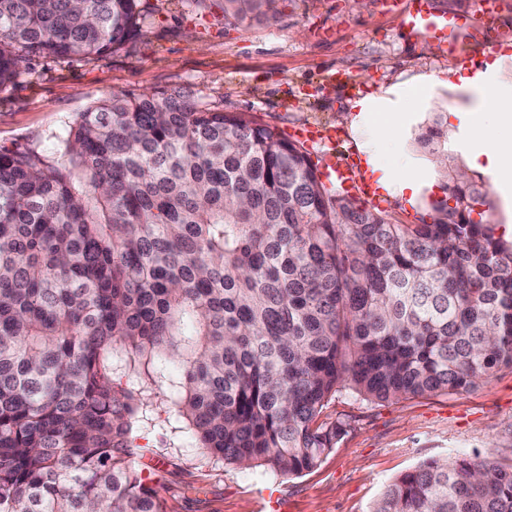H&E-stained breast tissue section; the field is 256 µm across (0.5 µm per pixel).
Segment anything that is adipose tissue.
Returning a JSON list of instances; mask_svg holds the SVG:
<instances>
[{
	"mask_svg": "<svg viewBox=\"0 0 512 512\" xmlns=\"http://www.w3.org/2000/svg\"><path fill=\"white\" fill-rule=\"evenodd\" d=\"M484 77V72L479 71L469 77L466 82L467 87L479 97L478 104L466 117L473 139L483 144L482 149L474 154L473 163L477 167L490 170L495 184L508 183L512 185V139L494 140L489 138L482 121L484 104L489 99Z\"/></svg>",
	"mask_w": 512,
	"mask_h": 512,
	"instance_id": "obj_1",
	"label": "adipose tissue"
}]
</instances>
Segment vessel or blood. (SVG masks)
<instances>
[{
  "label": "vessel or blood",
  "instance_id": "1",
  "mask_svg": "<svg viewBox=\"0 0 512 512\" xmlns=\"http://www.w3.org/2000/svg\"><path fill=\"white\" fill-rule=\"evenodd\" d=\"M386 5L412 33L429 36L443 43L457 32L470 41L487 43L489 29L496 20L495 0H482L481 11L476 16L436 14L433 0H386Z\"/></svg>",
  "mask_w": 512,
  "mask_h": 512
}]
</instances>
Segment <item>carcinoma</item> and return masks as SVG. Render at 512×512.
<instances>
[{
    "label": "carcinoma",
    "mask_w": 512,
    "mask_h": 512,
    "mask_svg": "<svg viewBox=\"0 0 512 512\" xmlns=\"http://www.w3.org/2000/svg\"><path fill=\"white\" fill-rule=\"evenodd\" d=\"M141 0H0V87L26 57L113 50ZM278 0H224V20ZM53 151L0 146V512H166L135 440L276 476L316 468L343 392L390 401L512 368V241L446 179L433 221L329 189L310 153L239 112L114 92ZM369 512H512V461L431 459Z\"/></svg>",
    "instance_id": "cac0c4a2"
}]
</instances>
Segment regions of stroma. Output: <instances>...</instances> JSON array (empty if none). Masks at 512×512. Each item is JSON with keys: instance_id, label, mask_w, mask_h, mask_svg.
<instances>
[{"instance_id": "stroma-1", "label": "stroma", "mask_w": 512, "mask_h": 512, "mask_svg": "<svg viewBox=\"0 0 512 512\" xmlns=\"http://www.w3.org/2000/svg\"><path fill=\"white\" fill-rule=\"evenodd\" d=\"M150 18L118 50L89 58L34 55L0 88V146L46 150L65 122L117 91L181 93L212 109L244 113L291 137L318 131L307 150L319 168L355 163L342 192L362 199L374 153L379 170L423 181L416 205L390 195L385 210L404 224L432 219L443 176L418 137L441 113L448 151L467 162L458 115L474 103L461 86L476 66L497 62L488 81L512 93V0H499V28L488 45L459 39L456 51L408 34L381 0H279L275 18L245 26L224 20V0L185 5L146 0ZM374 94L397 121L351 122L353 103ZM321 422L349 428L320 465L280 477L230 464L215 466L197 448L165 447L152 432L136 459L164 485L167 512H369L386 483L429 458L480 454L512 460V368L478 387L449 394L368 403L332 398Z\"/></svg>"}]
</instances>
